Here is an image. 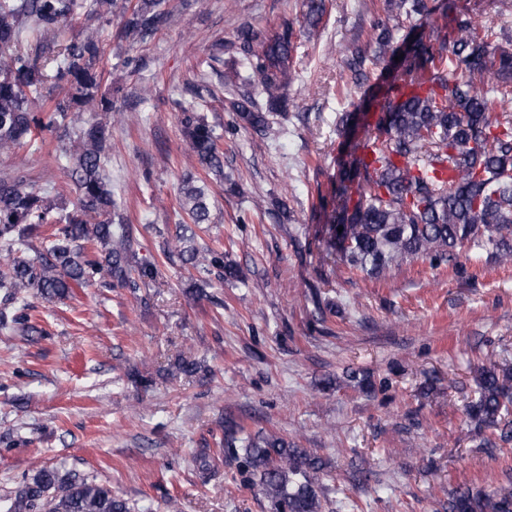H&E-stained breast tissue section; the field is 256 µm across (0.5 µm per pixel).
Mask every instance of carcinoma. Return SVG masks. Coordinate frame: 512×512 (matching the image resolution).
Here are the masks:
<instances>
[{
    "label": "carcinoma",
    "mask_w": 512,
    "mask_h": 512,
    "mask_svg": "<svg viewBox=\"0 0 512 512\" xmlns=\"http://www.w3.org/2000/svg\"><path fill=\"white\" fill-rule=\"evenodd\" d=\"M407 18L423 17L419 33L397 43L384 26L368 50L355 43L339 47L357 81L380 74L360 109L378 113L376 125L340 160L338 204L327 250L340 264L380 278L408 258L465 271L474 249L500 263L512 261V35L499 36L453 0H387ZM302 27L321 23L325 0H307ZM120 19V36L144 42L169 22L164 0H0V151L35 145L50 132L67 140L59 158L77 194L72 210L57 207L51 190L36 191L21 180L0 177V329L32 341L49 332L34 321L28 297L63 300L76 288H128L161 275L158 261L137 262L130 225L117 215L112 183L104 173L107 125L84 124L71 132L66 121L80 112L117 111L112 91L103 88L97 62L101 49L91 37L59 40L80 19ZM444 24H438V19ZM294 21L283 18L271 30H237L240 56L224 70V84L249 87L266 96L258 106L247 93L234 103L240 121L255 132L287 105L296 79ZM402 59L393 61L397 48ZM63 95L42 112L48 70ZM190 157L218 179L224 178V136L207 118L177 103ZM181 212L173 250L199 275L217 273L240 280L224 262V247L186 245L191 225L211 223L207 186L186 175L179 189ZM343 231H338V227ZM477 396L468 416L478 429L493 428L512 439V370L480 367ZM217 454L239 463L258 479L270 512H322L317 474L321 459L273 435H251L230 427L216 441ZM0 512H130L126 500L74 470L43 467L12 496L0 499ZM448 512H512V488L475 494L464 488L448 498Z\"/></svg>",
    "instance_id": "carcinoma-1"
}]
</instances>
